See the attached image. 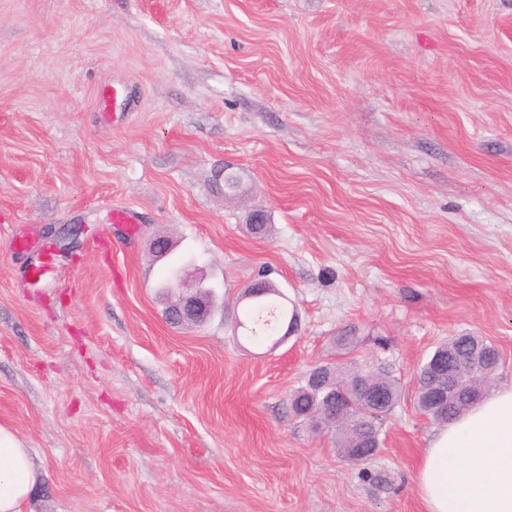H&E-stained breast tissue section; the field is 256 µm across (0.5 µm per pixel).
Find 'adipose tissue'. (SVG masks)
I'll list each match as a JSON object with an SVG mask.
<instances>
[{"instance_id":"obj_1","label":"adipose tissue","mask_w":512,"mask_h":512,"mask_svg":"<svg viewBox=\"0 0 512 512\" xmlns=\"http://www.w3.org/2000/svg\"><path fill=\"white\" fill-rule=\"evenodd\" d=\"M37 481L28 448L0 423V512H23ZM416 490L425 512H512V385L433 431Z\"/></svg>"}]
</instances>
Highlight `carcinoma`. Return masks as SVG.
<instances>
[{
	"mask_svg": "<svg viewBox=\"0 0 512 512\" xmlns=\"http://www.w3.org/2000/svg\"><path fill=\"white\" fill-rule=\"evenodd\" d=\"M281 297L283 294L276 285L264 283L258 289V295L251 298L245 320L237 322V326L246 330L248 325L256 324L273 344H278L281 324L291 321L296 314V308L288 307L280 301ZM358 344L359 337L351 330L336 337V348L343 356L353 353ZM472 347L485 351L488 360L475 369L464 371L461 374L463 383L471 385L480 398L496 380L500 355L492 343L472 333L448 338L437 347L419 374L416 406L432 420L445 423L468 409L466 405L455 403L436 409L431 396L436 391L434 363ZM324 369L325 386L312 388L305 383L296 388L290 396L291 411L299 418L310 419L314 427L321 426L333 432L337 451L345 460L366 462L379 448L382 416L390 413L400 400L398 382L391 376L387 364L379 360L365 363L349 360L326 365ZM359 380L382 391L385 400L382 407L373 408L359 397L356 386Z\"/></svg>",
	"mask_w": 512,
	"mask_h": 512,
	"instance_id": "obj_1",
	"label": "carcinoma"
}]
</instances>
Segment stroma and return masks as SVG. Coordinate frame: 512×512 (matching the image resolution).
Returning <instances> with one entry per match:
<instances>
[{
    "label": "stroma",
    "mask_w": 512,
    "mask_h": 512,
    "mask_svg": "<svg viewBox=\"0 0 512 512\" xmlns=\"http://www.w3.org/2000/svg\"><path fill=\"white\" fill-rule=\"evenodd\" d=\"M179 266L216 293L192 327L164 316ZM262 278L300 317L275 348L234 332ZM350 328L402 388L361 464L289 405ZM466 332L511 385L512 0H0V423L41 474L24 512H422L418 372Z\"/></svg>",
    "instance_id": "35a3bbf8"
}]
</instances>
